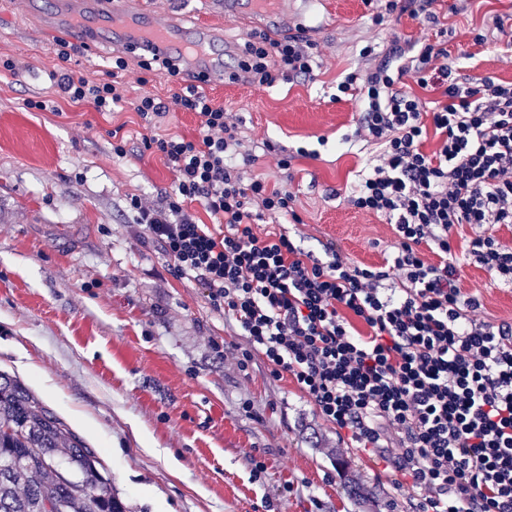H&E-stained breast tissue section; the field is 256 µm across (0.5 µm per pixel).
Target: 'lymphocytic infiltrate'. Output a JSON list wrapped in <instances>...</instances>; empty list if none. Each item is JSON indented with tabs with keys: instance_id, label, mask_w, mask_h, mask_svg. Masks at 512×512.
I'll return each mask as SVG.
<instances>
[{
	"instance_id": "f902f5d3",
	"label": "lymphocytic infiltrate",
	"mask_w": 512,
	"mask_h": 512,
	"mask_svg": "<svg viewBox=\"0 0 512 512\" xmlns=\"http://www.w3.org/2000/svg\"><path fill=\"white\" fill-rule=\"evenodd\" d=\"M314 45L294 35H253L238 68L251 81L312 80ZM447 49L348 73L341 93L361 99L357 136L381 152L350 203L394 224L398 244L380 267L348 263L335 243L313 257L284 233L260 232L264 214L293 215V196L246 177L232 157L244 144L239 118L197 86L171 101L123 99L110 82L56 76L62 99L108 112L118 105L147 127L170 109L200 119L198 136L145 144L177 174L160 207L131 197L136 223L208 291L224 317L271 366L289 373L318 413L363 448L397 443L396 469L422 512H512V325L480 320L464 296L450 231L512 224V83L458 82ZM441 100L432 112L404 83ZM441 137L425 152L428 130ZM200 203L224 229L197 224ZM431 246L437 262L421 245ZM464 250L512 285V247L491 235Z\"/></svg>"
}]
</instances>
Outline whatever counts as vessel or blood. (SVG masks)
<instances>
[{
	"label": "vessel or blood",
	"mask_w": 512,
	"mask_h": 512,
	"mask_svg": "<svg viewBox=\"0 0 512 512\" xmlns=\"http://www.w3.org/2000/svg\"><path fill=\"white\" fill-rule=\"evenodd\" d=\"M30 12L40 15L49 34H76L93 44L114 50L140 48L159 59L178 62L184 74L205 75L207 83H224L225 58L231 50L224 34L199 24L186 27L154 11L142 8L137 0H112L102 8L99 0H56L51 11H43L39 0H27ZM225 13L245 17L259 14L271 36L283 29L284 16L278 0L262 5L260 0H224Z\"/></svg>",
	"instance_id": "1"
}]
</instances>
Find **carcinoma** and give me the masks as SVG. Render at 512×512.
I'll use <instances>...</instances> for the list:
<instances>
[{
	"mask_svg": "<svg viewBox=\"0 0 512 512\" xmlns=\"http://www.w3.org/2000/svg\"><path fill=\"white\" fill-rule=\"evenodd\" d=\"M0 512H133L83 438L1 372Z\"/></svg>",
	"mask_w": 512,
	"mask_h": 512,
	"instance_id": "obj_1",
	"label": "carcinoma"
}]
</instances>
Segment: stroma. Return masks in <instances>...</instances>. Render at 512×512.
Returning a JSON list of instances; mask_svg holds the SVG:
<instances>
[{"mask_svg": "<svg viewBox=\"0 0 512 512\" xmlns=\"http://www.w3.org/2000/svg\"><path fill=\"white\" fill-rule=\"evenodd\" d=\"M143 2L186 26H222L239 51L261 29L225 17L224 0ZM431 10L434 25L386 13L384 0H290L285 30L315 44V79H242L212 93L247 140L310 151L287 172L274 154L255 162L301 217L265 215L260 231L284 232L317 258L333 241L349 263H384L397 244L392 225L348 201L380 152L354 140L359 103L337 94L346 73L372 68L361 49L442 40L461 79L512 81V0H433ZM123 58L120 70L111 50L59 42L24 0H0V371L84 438L135 512H417L394 467L398 449L356 447L325 421L135 224L130 197L159 206L175 172L145 148L137 113L69 104L50 79L68 72L164 100L185 86L145 70L140 53ZM8 59L19 72L4 69ZM117 138L125 157L112 153ZM459 274L481 320L512 324V287L470 260ZM354 481L364 498L350 495Z\"/></svg>", "mask_w": 512, "mask_h": 512, "instance_id": "1", "label": "stroma"}]
</instances>
